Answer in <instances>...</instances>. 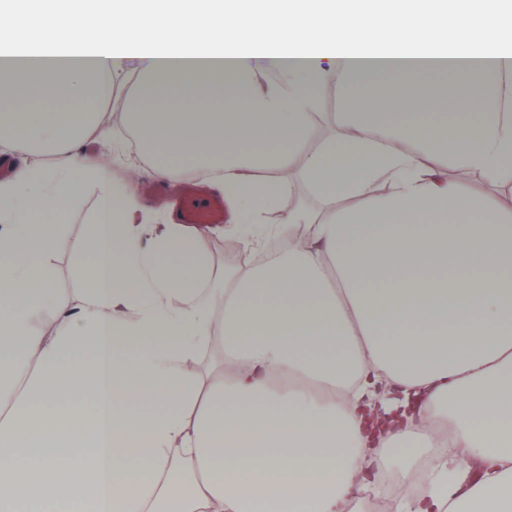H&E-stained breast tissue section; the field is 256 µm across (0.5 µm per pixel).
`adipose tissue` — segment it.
I'll return each mask as SVG.
<instances>
[{"instance_id":"1","label":"adipose tissue","mask_w":512,"mask_h":512,"mask_svg":"<svg viewBox=\"0 0 512 512\" xmlns=\"http://www.w3.org/2000/svg\"><path fill=\"white\" fill-rule=\"evenodd\" d=\"M0 49L38 75L0 95V512H355L443 433L397 512H512V0H17ZM126 83L224 226L147 227L127 187L65 239ZM53 268V288H57L64 294L73 293L77 288H80V282L77 279L74 265L68 254L59 253L56 255L53 259Z\"/></svg>"}]
</instances>
